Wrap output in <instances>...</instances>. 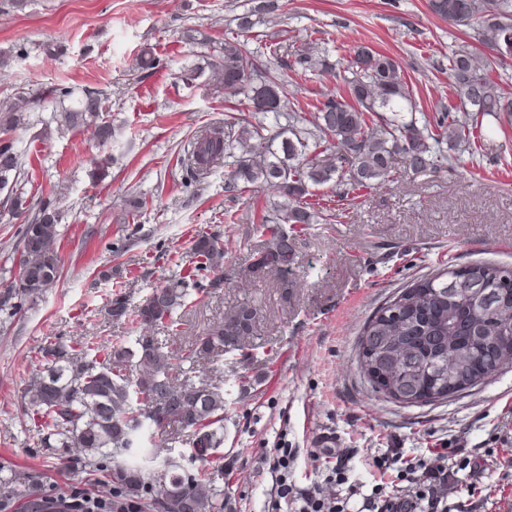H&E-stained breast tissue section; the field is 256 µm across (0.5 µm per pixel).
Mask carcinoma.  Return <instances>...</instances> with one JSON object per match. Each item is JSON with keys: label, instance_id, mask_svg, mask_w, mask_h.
Here are the masks:
<instances>
[{"label": "carcinoma", "instance_id": "obj_1", "mask_svg": "<svg viewBox=\"0 0 512 512\" xmlns=\"http://www.w3.org/2000/svg\"><path fill=\"white\" fill-rule=\"evenodd\" d=\"M435 15L465 28L469 41L448 56V83L453 98L436 121L416 118L412 88L395 59L365 44L349 49V75L343 85L324 91L315 106L312 127L299 126L288 115V129L272 137L248 118L238 119L236 138L212 130L193 146L189 168L205 174L225 158L232 159L228 186L267 185L283 198L273 220L261 219L269 239L254 263L256 272L276 277L288 288L294 252L288 245V224H311L318 213L304 201L311 186L333 185L342 198L354 202L398 172L436 169L448 160L443 145L467 150L481 137L479 121L454 116L470 105L476 115L512 118V96L495 78L512 60V0H428ZM278 55L277 44L251 52L245 43L226 39L210 55L207 68L213 83L240 97L253 112L282 115L284 84L269 77L255 79L259 57ZM317 74L331 73L324 46L311 45L294 60ZM60 127L93 125L102 144L112 141V125L97 122L103 111L101 92L84 87L75 95L60 88ZM30 101L19 98L0 107L12 113L10 124L23 121ZM279 146H274V143ZM13 142L0 140V188L20 168ZM59 213L44 203L23 231L20 265L32 281L9 288L0 311L14 310L15 299L34 296L59 276L56 250ZM192 250L200 257L187 277L175 278L129 307L126 298L111 300L108 314L133 318L143 332L134 344L123 341L76 346L49 344L42 348L44 365L36 370L25 397L28 410L44 420L40 446L72 448L90 484L112 486V502L132 512H224L217 480L222 471L210 467L224 444V376L200 369V364L229 348L245 345L256 312L239 305L188 345L173 354L153 336L159 325L178 330L175 318L185 306L187 288L200 291L224 287V245L212 235H200ZM512 333V267L475 262L463 267H439L393 294L366 320L361 336L370 345L358 351L365 379L383 372L376 395L394 401V394L417 389L445 390L467 365L490 368L507 357L499 337ZM161 431L177 427L188 432L191 456L198 463L185 471L168 458L157 465L148 453L130 463L125 452L137 453L145 426Z\"/></svg>", "mask_w": 512, "mask_h": 512}]
</instances>
